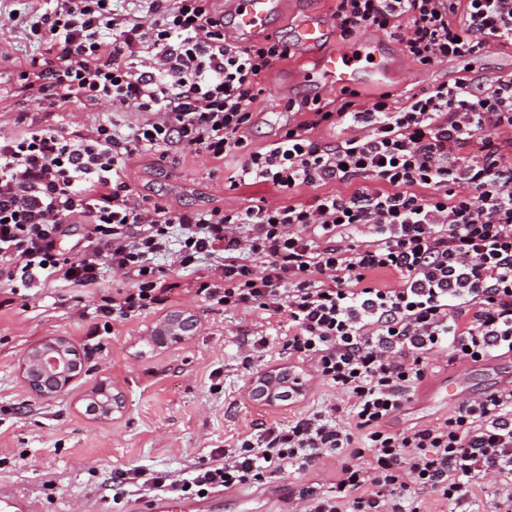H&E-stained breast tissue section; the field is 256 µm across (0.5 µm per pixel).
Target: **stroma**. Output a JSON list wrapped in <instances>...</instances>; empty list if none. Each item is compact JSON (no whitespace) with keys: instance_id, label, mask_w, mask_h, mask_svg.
<instances>
[{"instance_id":"35a3bbf8","label":"stroma","mask_w":512,"mask_h":512,"mask_svg":"<svg viewBox=\"0 0 512 512\" xmlns=\"http://www.w3.org/2000/svg\"><path fill=\"white\" fill-rule=\"evenodd\" d=\"M0 6L17 12V27L0 34V89L10 87L17 63L40 51L29 22L44 0H0ZM369 39L384 42L401 56L402 68L388 87L405 99L421 87L454 81L459 65L451 61L426 69L402 57L393 39L369 32ZM312 66L311 56L280 62L268 80L264 97L255 104L252 139L264 145L279 135L287 114L279 112L281 98L314 97L316 87L300 83L297 72ZM64 125L68 116L34 106L20 111L17 99L0 101V134L21 130L24 118ZM235 158L215 169L205 157H172L148 169H133L137 191L179 209L224 205L236 209L280 197L266 186L227 189L225 172ZM197 272L176 275V294L162 310L144 314L103 330L81 320V306L99 302L120 287L119 277L104 272L97 285L74 293L63 283L38 292L28 309L19 304L0 308V482L14 486L43 502L46 512H130L131 502L149 493L134 487L113 488L112 477L121 470L142 468L189 474L211 452L249 435L255 420L288 422L300 413L328 403H342L343 395L314 379L304 400L290 405H266L248 396L257 373L292 366L296 357L284 347L288 318L268 323L261 316L224 311L195 295ZM189 312L200 327L191 339L170 348H156L144 336L149 327L167 315ZM263 335L269 346L261 355H246L254 336ZM46 336H64L90 360L88 374L51 400L28 392L18 375L23 353ZM512 376V359L501 356L470 366L449 363L446 354L433 356L426 382L394 421L397 428L445 418L454 406L445 394L432 392L437 382L462 379L461 395L502 386ZM100 379L117 383L126 398V412L103 424L85 414L82 396ZM332 458L309 462L300 470L286 469L266 475L262 482L224 493V512H292L293 495L314 482L334 478Z\"/></svg>"}]
</instances>
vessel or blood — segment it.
Masks as SVG:
<instances>
[{
	"label": "vessel or blood",
	"mask_w": 512,
	"mask_h": 512,
	"mask_svg": "<svg viewBox=\"0 0 512 512\" xmlns=\"http://www.w3.org/2000/svg\"><path fill=\"white\" fill-rule=\"evenodd\" d=\"M285 0H225L224 10L233 17V34L244 45L265 36L274 17L279 16ZM333 25L331 17L320 13L306 14L298 23L292 42L293 50L318 51L312 70L300 73L301 81L312 85L354 87L364 83H385L392 77L393 64L377 43L362 38L343 47L329 46ZM224 495L214 492L201 501L159 495L138 502L133 512H222ZM43 504L33 497L0 485V512H43Z\"/></svg>",
	"instance_id": "b4317fda"
}]
</instances>
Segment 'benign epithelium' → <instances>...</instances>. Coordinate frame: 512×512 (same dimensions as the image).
<instances>
[{
    "label": "benign epithelium",
    "instance_id": "benign-epithelium-1",
    "mask_svg": "<svg viewBox=\"0 0 512 512\" xmlns=\"http://www.w3.org/2000/svg\"><path fill=\"white\" fill-rule=\"evenodd\" d=\"M197 328L198 323L192 316L176 315L152 326L147 331L146 339L155 345L175 346L186 342ZM74 350V345L66 337L46 336L24 354L18 364V372L32 395L40 399L52 398L88 372L85 359L75 361L70 357V352ZM279 385L280 377L269 371L254 394L273 403ZM86 399L95 403L100 421H113L124 413V395L109 381L94 383Z\"/></svg>",
    "mask_w": 512,
    "mask_h": 512
}]
</instances>
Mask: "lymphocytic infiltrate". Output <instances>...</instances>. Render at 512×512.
Returning <instances> with one entry per match:
<instances>
[{"mask_svg": "<svg viewBox=\"0 0 512 512\" xmlns=\"http://www.w3.org/2000/svg\"><path fill=\"white\" fill-rule=\"evenodd\" d=\"M48 0L30 30L42 51L15 72L18 91L61 110L108 104L135 123L30 122L0 135V289L94 286L103 269L124 285L81 318L123 322L161 309L178 288L168 271L207 263L196 294L211 305L287 315L280 401L302 398L303 373L346 397L288 424L258 423L231 449L176 481L122 470L117 484L208 492L260 482L316 457L338 461L328 488L308 486L301 512H420L412 489L447 512H470L486 486L512 512V386L472 395L443 421L393 420L431 356L480 363L512 355V75L464 70L406 100L358 90L286 99L294 115L255 146L253 108L288 44L234 45L215 0ZM341 40L373 30L420 65L512 48V0H336ZM334 128L338 138L318 132ZM205 156L237 165L228 189L265 185L281 203L176 210L139 193L129 167ZM314 188L290 202L300 187ZM82 224L78 259L66 229ZM171 259L170 270L157 260Z\"/></svg>", "mask_w": 512, "mask_h": 512, "instance_id": "obj_1", "label": "lymphocytic infiltrate"}]
</instances>
